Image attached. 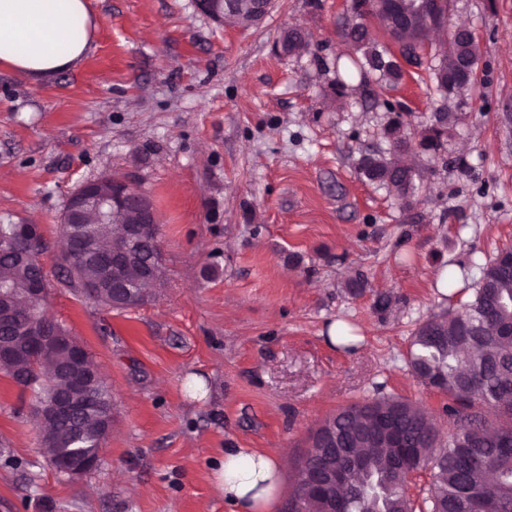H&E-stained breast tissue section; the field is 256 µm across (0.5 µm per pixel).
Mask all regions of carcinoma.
Listing matches in <instances>:
<instances>
[{"label": "carcinoma", "instance_id": "1", "mask_svg": "<svg viewBox=\"0 0 512 512\" xmlns=\"http://www.w3.org/2000/svg\"><path fill=\"white\" fill-rule=\"evenodd\" d=\"M439 22L430 25L423 14L397 17L386 0H352V19L343 34L356 57L351 65L364 79L373 73L384 80L403 78V64H422L420 51L431 32L447 26V0H428ZM373 18L399 43V53L381 48L370 38L366 20ZM225 20L244 28L259 25L254 0H231ZM286 51L301 55L311 50L308 34L287 31ZM479 49L474 37L449 38L445 55L434 69L440 91H448V78L462 67H475ZM457 116L444 112L438 125L426 130L419 140L425 150H437ZM389 149L363 155L359 173L370 183H379L393 192L406 207L413 205L415 172L404 156L414 149L413 139L403 121L397 119L387 129ZM13 224L0 223V286L8 289L20 304L30 302L28 288L37 280L50 282L45 268L23 257L26 247L14 238ZM59 267L65 272L62 283L80 290L88 299L112 309L142 305L147 296L112 302V280L135 281V266L114 268L99 254L65 265L69 239L61 230ZM20 326L0 317V347L17 352L13 360L0 362V372L8 375L24 391L32 393V411L56 401L63 391L87 403L82 414L57 418L42 437L49 458L72 448V435L84 430L81 446L98 447V435L112 430V411L101 412L96 401L110 398L111 386L92 377L91 357H86L82 384L75 386L68 373L71 352L77 349L74 337L65 328L60 335L68 340L43 351H29L19 334ZM414 377L425 387L448 396V417L459 434L442 441L425 411L396 397L383 396L353 403L329 416L318 431L330 427L336 434L335 472L345 480L316 493L302 489L303 473L297 471L292 483L288 512H333L340 502L344 512H414L409 487L418 471H430L427 500L429 512H512V442L500 443L503 434L512 435V265L499 258L486 263L474 299L443 315L422 323L415 332L409 354ZM388 419L402 438V447H390L379 429Z\"/></svg>", "mask_w": 512, "mask_h": 512}]
</instances>
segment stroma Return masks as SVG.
<instances>
[{"mask_svg":"<svg viewBox=\"0 0 512 512\" xmlns=\"http://www.w3.org/2000/svg\"><path fill=\"white\" fill-rule=\"evenodd\" d=\"M88 4L82 65L47 82L0 70V222L40 226L49 312L110 383L115 422L98 467L61 476L30 394L0 373V512H230L211 483L227 448L287 455L283 512L309 434L382 396L451 434L447 396L417 381L409 352L449 306L440 269L465 267L467 301L481 265L512 249V0H448L449 24L480 48L459 99L436 89L435 45L399 84L372 75L337 89L351 0H274L247 29L193 0ZM294 26L311 52L280 51ZM457 110L439 151L408 158L412 208L360 175L362 150L388 149L394 113L420 134ZM107 176L146 193L159 221L164 285L133 309L59 281L66 201ZM336 323L356 328V350L327 340Z\"/></svg>","mask_w":512,"mask_h":512,"instance_id":"35a3bbf8","label":"stroma"}]
</instances>
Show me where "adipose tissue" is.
Returning <instances> with one entry per match:
<instances>
[{
    "instance_id": "1",
    "label": "adipose tissue",
    "mask_w": 512,
    "mask_h": 512,
    "mask_svg": "<svg viewBox=\"0 0 512 512\" xmlns=\"http://www.w3.org/2000/svg\"><path fill=\"white\" fill-rule=\"evenodd\" d=\"M94 27L87 0H0V69L52 78L90 53ZM287 465L279 454L228 448L212 485L234 512H270Z\"/></svg>"
}]
</instances>
